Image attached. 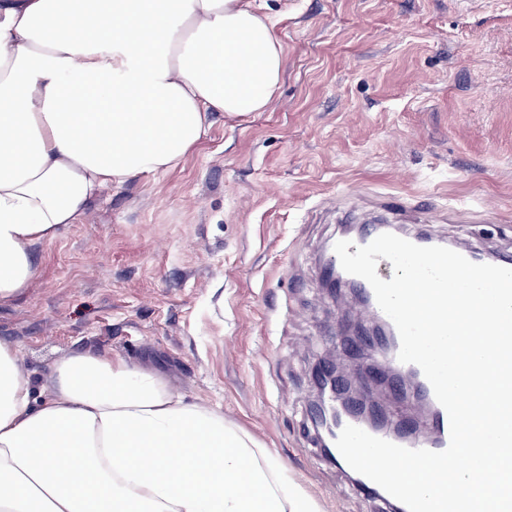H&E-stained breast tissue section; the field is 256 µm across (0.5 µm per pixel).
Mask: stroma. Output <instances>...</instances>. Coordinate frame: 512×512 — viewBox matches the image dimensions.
Masks as SVG:
<instances>
[{
    "mask_svg": "<svg viewBox=\"0 0 512 512\" xmlns=\"http://www.w3.org/2000/svg\"><path fill=\"white\" fill-rule=\"evenodd\" d=\"M285 54L270 105L216 116L182 163L103 191L34 248L35 276L0 303V340L49 385L100 353L219 409L288 469L320 512H379L320 446L312 371H355L323 290L330 198L400 192L512 215V0H254ZM451 242L512 254V222L439 224Z\"/></svg>",
    "mask_w": 512,
    "mask_h": 512,
    "instance_id": "35a3bbf8",
    "label": "stroma"
}]
</instances>
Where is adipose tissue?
Masks as SVG:
<instances>
[{"mask_svg": "<svg viewBox=\"0 0 512 512\" xmlns=\"http://www.w3.org/2000/svg\"><path fill=\"white\" fill-rule=\"evenodd\" d=\"M284 52L249 0H0V302L108 188L264 111ZM0 512H318L222 412L103 354L38 389L0 341Z\"/></svg>", "mask_w": 512, "mask_h": 512, "instance_id": "adipose-tissue-1", "label": "adipose tissue"}]
</instances>
